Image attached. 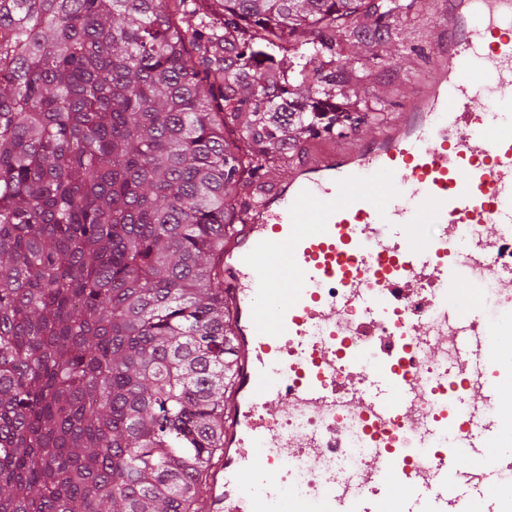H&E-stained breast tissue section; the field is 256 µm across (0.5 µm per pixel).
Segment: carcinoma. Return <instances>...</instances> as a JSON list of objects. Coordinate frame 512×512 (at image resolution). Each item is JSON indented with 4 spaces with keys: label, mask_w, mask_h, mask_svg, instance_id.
<instances>
[{
    "label": "carcinoma",
    "mask_w": 512,
    "mask_h": 512,
    "mask_svg": "<svg viewBox=\"0 0 512 512\" xmlns=\"http://www.w3.org/2000/svg\"><path fill=\"white\" fill-rule=\"evenodd\" d=\"M417 0H0V512H195L224 447V231L377 116Z\"/></svg>",
    "instance_id": "carcinoma-1"
}]
</instances>
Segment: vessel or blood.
I'll use <instances>...</instances> for the list:
<instances>
[{
    "instance_id": "1",
    "label": "vessel or blood",
    "mask_w": 512,
    "mask_h": 512,
    "mask_svg": "<svg viewBox=\"0 0 512 512\" xmlns=\"http://www.w3.org/2000/svg\"><path fill=\"white\" fill-rule=\"evenodd\" d=\"M441 15L433 76L369 139L297 166L245 223L224 237V307L232 379L224 390V446L206 470L200 512H286L275 477L285 459L314 462L336 450V335L417 337L436 355L448 320L460 313L448 296L480 289L489 271L502 286L512 272L492 260L489 242L512 238V0H437ZM422 224L433 231L419 233ZM482 224L487 238L457 255L462 225ZM435 309L408 320L409 305ZM362 309L359 323L347 308ZM463 349L475 373L512 356V326L471 329ZM388 364H348L349 405L366 411L372 432L384 417L412 428L432 447L427 467L389 468L380 448L358 489L327 476L313 512H469L511 492L498 467L503 454L486 438L454 454L447 437V396L430 424H412L416 387L394 350ZM322 418V432L283 435L276 418ZM481 464L485 482L470 490L449 471Z\"/></svg>"
}]
</instances>
